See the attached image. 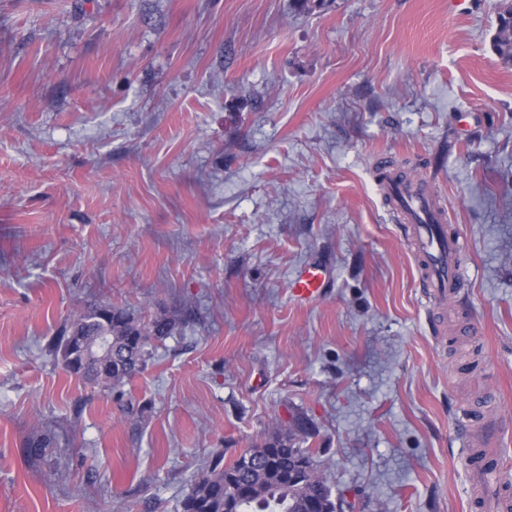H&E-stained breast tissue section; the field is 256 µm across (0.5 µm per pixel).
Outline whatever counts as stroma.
Here are the masks:
<instances>
[{
  "mask_svg": "<svg viewBox=\"0 0 512 512\" xmlns=\"http://www.w3.org/2000/svg\"><path fill=\"white\" fill-rule=\"evenodd\" d=\"M498 5L0 0V512H177L295 413L356 512H480L468 447L512 469ZM387 160L445 207L451 299L423 293ZM313 260L331 285L303 305ZM99 302L182 320L119 389L51 350ZM42 428L85 464L27 462ZM329 272L322 265L303 264L289 282L291 295L299 302L309 304L321 295Z\"/></svg>",
  "mask_w": 512,
  "mask_h": 512,
  "instance_id": "obj_1",
  "label": "stroma"
}]
</instances>
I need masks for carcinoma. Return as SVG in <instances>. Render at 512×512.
Returning <instances> with one entry per match:
<instances>
[{
  "mask_svg": "<svg viewBox=\"0 0 512 512\" xmlns=\"http://www.w3.org/2000/svg\"><path fill=\"white\" fill-rule=\"evenodd\" d=\"M492 46L501 61L512 62V0H500ZM176 329L172 319L136 317L110 303H98L73 315L56 339L55 352L66 371L85 383L118 389L144 370L158 344ZM76 330L89 343L112 337L111 370L103 372L93 362H82L70 342ZM313 429L305 416H291L285 430L279 429L252 446L257 463L250 469L243 468L237 457L226 463L224 452L216 453L193 480L181 502V512H230L226 509L229 498L236 512H301L305 494L288 484V463L296 459L316 462L313 450L303 447ZM51 445L49 434L35 432L22 452L26 460L36 462L52 451Z\"/></svg>",
  "mask_w": 512,
  "mask_h": 512,
  "instance_id": "obj_1",
  "label": "carcinoma"
}]
</instances>
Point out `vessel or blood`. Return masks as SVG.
<instances>
[{
	"mask_svg": "<svg viewBox=\"0 0 512 512\" xmlns=\"http://www.w3.org/2000/svg\"><path fill=\"white\" fill-rule=\"evenodd\" d=\"M389 193L410 224L408 243L421 268L420 284L427 298L457 291L463 286L464 277L455 262L457 242L448 235L439 200L416 186L393 187ZM328 275L322 265L303 264L289 282L291 295L304 304L313 302L320 296Z\"/></svg>",
	"mask_w": 512,
	"mask_h": 512,
	"instance_id": "vessel-or-blood-1",
	"label": "vessel or blood"
}]
</instances>
